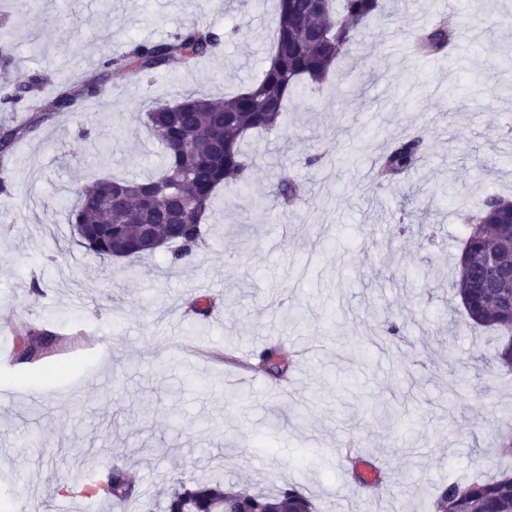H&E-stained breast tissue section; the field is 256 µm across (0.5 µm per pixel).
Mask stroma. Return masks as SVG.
Returning a JSON list of instances; mask_svg holds the SVG:
<instances>
[{
	"label": "stroma",
	"instance_id": "35a3bbf8",
	"mask_svg": "<svg viewBox=\"0 0 512 512\" xmlns=\"http://www.w3.org/2000/svg\"><path fill=\"white\" fill-rule=\"evenodd\" d=\"M384 4L319 90L289 100L285 124L248 135L249 186L218 187L205 246L176 266L163 249L109 262L80 246L75 191L156 170L145 127L156 103L255 80L277 0H0L12 56L0 97L37 71V99H52L133 43L194 24L226 36L197 64L127 69L34 128V111H0L20 129L0 207V512H54L57 484L116 465L134 498H77L74 512H161L184 474L292 484L315 512H434L450 483L512 468L496 438L512 418V374L493 360L501 338L471 330L450 287L462 212L512 198V0H443L466 18V46L426 62L410 39L432 23L431 0ZM413 133L426 162L399 184L373 180L375 160ZM316 152L322 164L305 166ZM284 174L309 189L288 210L275 197ZM398 214L411 230L395 239ZM201 295L205 317L187 311ZM25 327L53 336L30 361L18 358ZM279 339L311 356L294 364V389L258 370L228 393L225 354Z\"/></svg>",
	"mask_w": 512,
	"mask_h": 512
}]
</instances>
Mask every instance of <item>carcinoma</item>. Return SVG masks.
<instances>
[{
    "mask_svg": "<svg viewBox=\"0 0 512 512\" xmlns=\"http://www.w3.org/2000/svg\"><path fill=\"white\" fill-rule=\"evenodd\" d=\"M380 0H279L278 27L271 54L259 76L228 99L186 95L174 103L158 104L146 113L149 135L165 150L162 172L140 180L104 178L81 189L68 211L82 246L101 258H133L156 251L142 224H153L154 239L175 246L173 261L189 260L204 241L202 225L216 203V190L231 181L248 183L253 158L242 143L247 133L271 130L283 119L288 98L320 85L333 64L345 58L358 27L379 12ZM457 25L449 16L436 19L414 39L418 54L449 52ZM224 36L208 28L185 29L162 42H140L131 50L103 63L102 72L79 86H67L47 103L36 107L43 115L67 114L78 102L105 91L113 76L133 68L150 74L178 58L191 65L210 56ZM37 73H20L15 90L2 104H16L38 88ZM421 135L397 139L378 161L376 178L389 184L425 161ZM276 197L283 205L301 199L299 186L285 177ZM469 225L452 288L460 298L469 324L496 329L508 336L496 353L497 367L512 373V281L490 291L480 287L488 260L512 261V200L488 196ZM24 331L19 359L29 361L46 342ZM281 342L265 346L258 366L274 377L288 373L291 359ZM134 485L115 467L104 480L88 479L81 493L86 498L126 501ZM313 512L312 502L294 485L271 492L234 491L224 484L192 476L176 481L166 498L165 512ZM435 512H512V475L464 479L451 483L437 498Z\"/></svg>",
    "mask_w": 512,
    "mask_h": 512,
    "instance_id": "cac0c4a2",
    "label": "carcinoma"
}]
</instances>
